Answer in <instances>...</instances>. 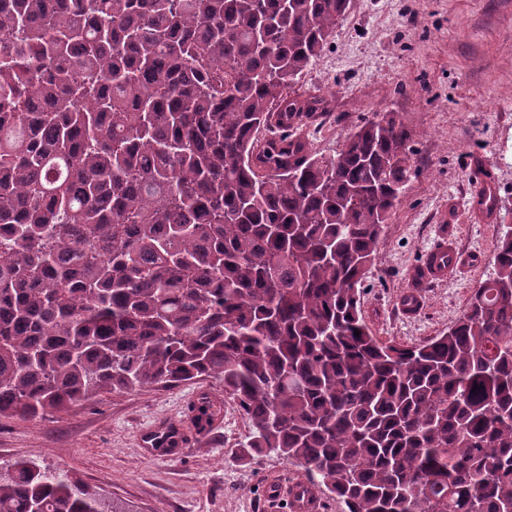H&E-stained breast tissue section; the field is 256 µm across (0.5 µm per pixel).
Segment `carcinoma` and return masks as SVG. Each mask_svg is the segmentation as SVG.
Returning <instances> with one entry per match:
<instances>
[{
	"instance_id": "1",
	"label": "carcinoma",
	"mask_w": 512,
	"mask_h": 512,
	"mask_svg": "<svg viewBox=\"0 0 512 512\" xmlns=\"http://www.w3.org/2000/svg\"><path fill=\"white\" fill-rule=\"evenodd\" d=\"M349 3L0 0V418L211 378L343 512H512V233L448 331L367 326L411 134L324 156L289 93ZM0 512L131 510L17 460Z\"/></svg>"
}]
</instances>
